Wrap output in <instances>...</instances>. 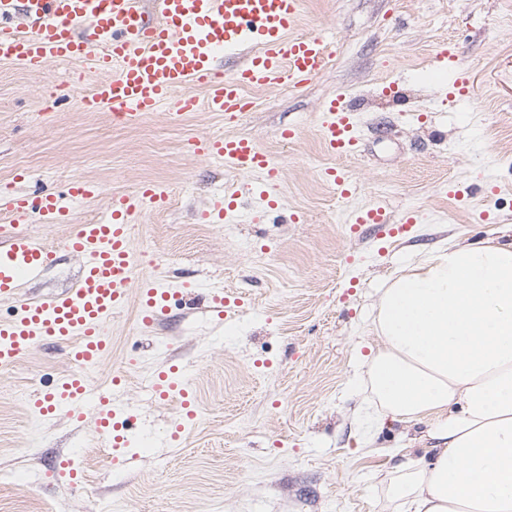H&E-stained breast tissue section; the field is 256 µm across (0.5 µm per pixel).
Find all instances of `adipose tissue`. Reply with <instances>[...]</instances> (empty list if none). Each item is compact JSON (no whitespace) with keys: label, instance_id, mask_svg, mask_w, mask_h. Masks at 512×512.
I'll return each instance as SVG.
<instances>
[{"label":"adipose tissue","instance_id":"ef3b65f1","mask_svg":"<svg viewBox=\"0 0 512 512\" xmlns=\"http://www.w3.org/2000/svg\"><path fill=\"white\" fill-rule=\"evenodd\" d=\"M371 325L383 338L366 362L374 427L427 425L429 461L389 474L403 512H512V225L398 270Z\"/></svg>","mask_w":512,"mask_h":512}]
</instances>
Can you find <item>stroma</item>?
I'll list each match as a JSON object with an SVG mask.
<instances>
[{"label": "stroma", "instance_id": "1", "mask_svg": "<svg viewBox=\"0 0 512 512\" xmlns=\"http://www.w3.org/2000/svg\"><path fill=\"white\" fill-rule=\"evenodd\" d=\"M302 14L301 33L324 35L331 50L322 75L250 91L252 109L233 121L204 111L176 119L167 106L121 123L80 106L94 73L53 65L32 74L0 62V189L22 173L30 192L60 191L78 177L103 189L96 199H65L70 223L25 224L54 259L21 296L69 288L80 261L65 239L101 217L108 195L157 184L170 205L141 216L132 244L151 258L143 275L179 291L180 303L149 327L135 308L118 315L112 352L90 381L123 376L124 401L158 438L179 407L145 400L141 379L178 366L197 401L167 456L137 438L135 469L98 462L84 449L93 418L76 425L28 413L42 376L71 370L66 344L35 345L0 366V512H401L382 477L397 452L420 448L426 427L369 429L360 376L378 340L365 327L383 284L416 252L492 240L512 225V0H302ZM442 44L471 73L474 96L444 98L455 76L436 57ZM340 95L353 106L362 151L336 159L321 123L325 103ZM413 111L421 121L410 120ZM232 134L255 137L279 160L282 211L299 222L260 214L247 194L235 224L199 221L225 190L262 181L187 149L191 137ZM328 166L349 173V197L324 181ZM475 183L484 190L470 202L448 195ZM373 206L420 219L385 239L351 232L352 216ZM216 285L240 301L220 326L205 317ZM67 459L82 485L60 474Z\"/></svg>", "mask_w": 512, "mask_h": 512}]
</instances>
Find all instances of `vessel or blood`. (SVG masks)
I'll return each mask as SVG.
<instances>
[{
  "mask_svg": "<svg viewBox=\"0 0 512 512\" xmlns=\"http://www.w3.org/2000/svg\"><path fill=\"white\" fill-rule=\"evenodd\" d=\"M301 0H0V61L41 71L52 65H74L96 73L97 82L80 96L91 112L107 110L118 119L141 118L165 105L178 115L205 110L235 119L248 111L251 90L288 85L301 87L326 65L321 36L300 34ZM239 57L236 69L225 71L224 57ZM203 88L204 97L190 94ZM351 110L338 97L325 106L323 140L330 156L348 157L359 137L349 119ZM191 152L214 159L238 173H261L274 179L278 164L254 137H194ZM17 187L0 193V306L14 304L0 317V366L13 364L35 344L65 342L76 373L48 378L32 404L46 418L59 415L83 421L93 410L99 435L112 445L114 460L135 465L140 456L127 445L140 428L135 408L120 400L121 379L93 388L84 368L99 365L111 351L107 325L124 312L131 296L140 301V321L160 319L174 294L161 286H139L131 230L145 209L162 208L167 195L151 182L131 193L112 194L105 218L79 225L64 243L82 261L79 281L65 294L50 298L20 296L22 282L40 276L51 252L19 226L31 217L45 224H64L70 214L63 198H95L102 189L76 179L64 192L51 189L31 196ZM239 191L225 193L202 219L222 223L235 212ZM356 224L379 235H393L383 208L361 212Z\"/></svg>",
  "mask_w": 512,
  "mask_h": 512,
  "instance_id": "1",
  "label": "vessel or blood"
}]
</instances>
